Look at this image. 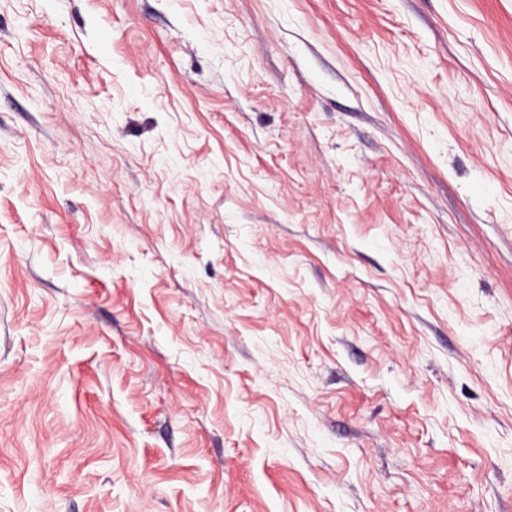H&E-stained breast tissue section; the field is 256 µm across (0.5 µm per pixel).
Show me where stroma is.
<instances>
[{"label":"stroma","instance_id":"35a3bbf8","mask_svg":"<svg viewBox=\"0 0 512 512\" xmlns=\"http://www.w3.org/2000/svg\"><path fill=\"white\" fill-rule=\"evenodd\" d=\"M0 512H512V0H0Z\"/></svg>","mask_w":512,"mask_h":512}]
</instances>
